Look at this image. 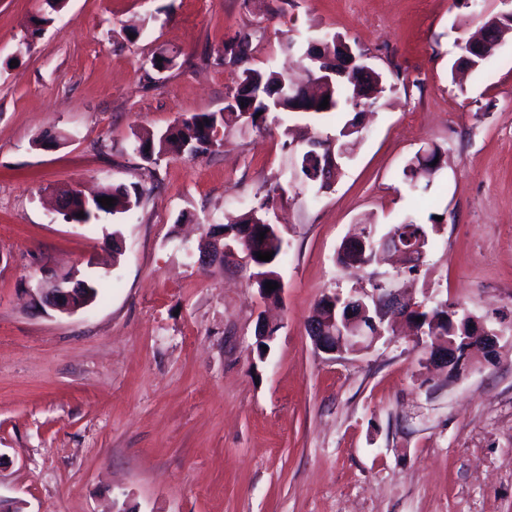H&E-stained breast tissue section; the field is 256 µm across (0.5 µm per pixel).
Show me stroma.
Instances as JSON below:
<instances>
[{"label": "stroma", "instance_id": "1", "mask_svg": "<svg viewBox=\"0 0 512 512\" xmlns=\"http://www.w3.org/2000/svg\"><path fill=\"white\" fill-rule=\"evenodd\" d=\"M512 0H0V499L17 512H512V33L480 73L453 77L477 16ZM253 68L303 76L312 43L342 36L389 90L327 190L300 182L318 122L235 125L196 156L144 160L138 134L218 112ZM175 57L164 73L159 52ZM292 135H285V127ZM70 134L37 148L48 131ZM444 152L428 187L402 170ZM139 184V207L68 224L58 190ZM288 250L279 301L243 257H204L213 226L261 202ZM441 215L418 272L354 269L341 244ZM118 233L117 247L106 236ZM103 276L71 315L29 291L42 268ZM379 281L469 309L496 355L449 375L394 324L363 353L314 349L307 321L333 292ZM278 325L266 359L261 318Z\"/></svg>", "mask_w": 512, "mask_h": 512}]
</instances>
